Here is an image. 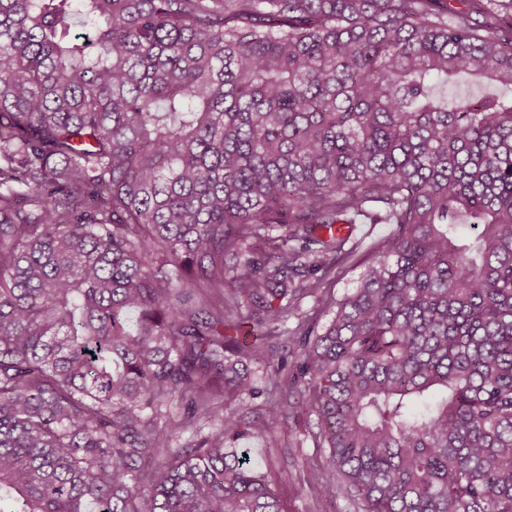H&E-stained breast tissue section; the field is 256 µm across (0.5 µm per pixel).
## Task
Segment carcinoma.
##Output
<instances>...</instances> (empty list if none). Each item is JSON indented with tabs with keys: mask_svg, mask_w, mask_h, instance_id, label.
<instances>
[{
	"mask_svg": "<svg viewBox=\"0 0 512 512\" xmlns=\"http://www.w3.org/2000/svg\"><path fill=\"white\" fill-rule=\"evenodd\" d=\"M457 2L0 0V512H284L224 413L283 391L317 494L512 512V92L438 94L512 0ZM392 224H356L353 236L363 250H373L375 243L393 229ZM357 261H350L345 264L344 269L339 273L336 282L334 283L331 292L336 296V299H342L343 296L349 294L356 288L360 272L362 271L361 266H357Z\"/></svg>",
	"mask_w": 512,
	"mask_h": 512,
	"instance_id": "1",
	"label": "carcinoma"
}]
</instances>
